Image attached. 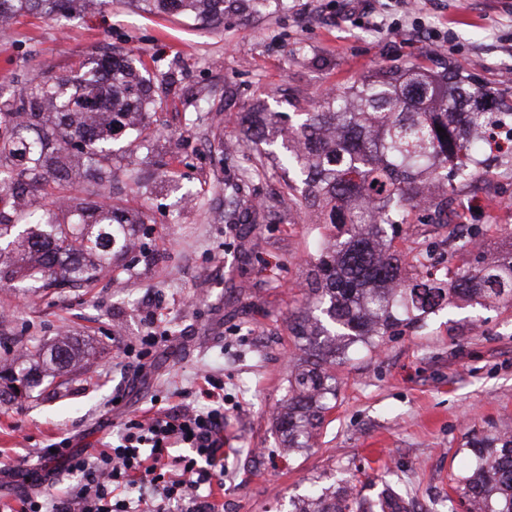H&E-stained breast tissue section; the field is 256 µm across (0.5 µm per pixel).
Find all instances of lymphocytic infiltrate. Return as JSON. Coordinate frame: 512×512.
<instances>
[{"label": "lymphocytic infiltrate", "mask_w": 512, "mask_h": 512, "mask_svg": "<svg viewBox=\"0 0 512 512\" xmlns=\"http://www.w3.org/2000/svg\"><path fill=\"white\" fill-rule=\"evenodd\" d=\"M201 399L211 409H199ZM223 404L224 380L209 373L193 401L126 421L117 442L95 453L71 452L65 439L41 449L46 464L63 463L73 484L50 506L40 493L23 492L16 512H222L217 493L224 488L218 465ZM180 445L186 454H175Z\"/></svg>", "instance_id": "1"}]
</instances>
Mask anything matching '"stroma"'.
<instances>
[{"label": "stroma", "instance_id": "1", "mask_svg": "<svg viewBox=\"0 0 512 512\" xmlns=\"http://www.w3.org/2000/svg\"><path fill=\"white\" fill-rule=\"evenodd\" d=\"M144 51L151 91L165 101L141 140L117 141L110 182L94 171L72 177L65 207L100 202L144 213L135 252L113 258L117 277L91 288L25 296L0 281V358L67 336L89 347L68 384L0 402V464L25 474L0 481V512L16 508L37 451L61 438L82 452L115 439L122 423L155 397L196 389L202 374L224 377V512H288L310 487L335 490L352 475L362 497L387 484L409 491L410 512H446L448 479L467 464L472 436L512 429V304L460 300L395 328L378 347L336 353L335 407L308 448L289 453L273 418L285 401L290 361L314 359L290 318L305 299L326 235L290 196L277 155L246 147V112L282 115L283 127L318 111L383 66L449 67L490 88L497 111L512 112V0H269L256 14L228 13L201 25L156 15L133 0L79 10L56 22L35 15L0 27V109L29 105L32 77H68L82 62ZM263 176L241 197L263 204L259 224H228L224 183L246 162ZM476 181L452 184L465 204L482 189L487 212L436 220L412 211L388 227L406 277L415 257L462 270L512 245V162L494 155ZM475 225L481 253L449 252V238ZM161 341L151 359H125L124 345L148 329Z\"/></svg>", "mask_w": 512, "mask_h": 512}]
</instances>
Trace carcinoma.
I'll use <instances>...</instances> for the list:
<instances>
[{
    "mask_svg": "<svg viewBox=\"0 0 512 512\" xmlns=\"http://www.w3.org/2000/svg\"><path fill=\"white\" fill-rule=\"evenodd\" d=\"M74 0H0V24L22 12L49 20L70 14ZM149 12H176L203 22L224 20L231 8H256L262 0H133ZM33 111H0V157L20 159L19 172L0 169V201L10 200L11 214H0V256L16 254V266L0 268V279L20 278L25 291L36 293L53 275L60 283L89 287L109 267L112 254L123 251L145 223L142 213H126L106 204L70 210L59 219V207L36 195L52 174L67 181L74 168L89 167L100 180L109 178L104 163L112 157L114 135L136 131L163 102L151 94L146 65L130 51L89 61L76 78H41L32 84ZM357 106L340 95L324 100L323 110L308 112L282 144L284 172L294 171L307 187L310 210L330 212L339 223L361 227L319 258L305 305L319 309L312 319L298 313L291 322L297 336L312 345L323 343L326 354L288 372L287 405L275 417L286 448L309 446L312 431L333 409L336 377L327 362L336 359V342L384 341L394 328L410 323L454 299L512 302V248L495 261L474 269L448 271L444 278L406 284L399 258L390 252L384 225L393 208L412 207L425 184L442 178L441 169L455 163L456 177L475 171L480 147L464 144V101L489 95L472 88L467 77L447 69L434 79L419 65L404 70L382 68L351 89ZM443 128L440 133L437 128ZM356 133L359 139L336 149L322 143L324 129ZM279 113L262 112L255 144H272L282 135ZM89 354L61 338L45 351L33 343L8 364L0 379L28 388L44 377H62ZM471 464L451 478L469 512H512V431L495 430L467 443ZM402 496L386 489L375 499L353 493L329 498L310 489L295 512H404Z\"/></svg>",
    "mask_w": 512,
    "mask_h": 512,
    "instance_id": "1",
    "label": "carcinoma"
}]
</instances>
